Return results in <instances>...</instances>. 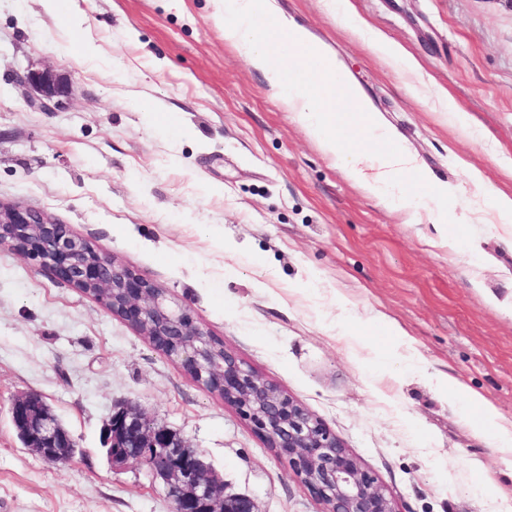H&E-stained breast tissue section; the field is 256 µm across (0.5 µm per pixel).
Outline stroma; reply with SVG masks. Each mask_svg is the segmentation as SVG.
Here are the masks:
<instances>
[{"mask_svg":"<svg viewBox=\"0 0 512 512\" xmlns=\"http://www.w3.org/2000/svg\"><path fill=\"white\" fill-rule=\"evenodd\" d=\"M415 58L387 65L326 0H277L327 45L420 163L470 210V250L433 246L350 184L224 42L213 0H0V200L42 210L163 288L259 377L320 418L400 512H512V451L434 376L512 426V236L472 170L512 193V0H351ZM53 69L59 110L12 81ZM465 117L443 123L418 83ZM495 296L489 305L487 296ZM389 325L375 323V314ZM34 393L73 435L41 459L11 421ZM133 403L258 512L321 504L252 425L101 304L0 246V512H171L144 467L112 468L102 428ZM446 383V384H445ZM448 398L455 400L464 397L471 405L480 409V415L474 424L479 433L494 442L498 448H511L512 429L504 426L496 411L485 405L480 394L465 389L456 382L448 380L444 382Z\"/></svg>","mask_w":512,"mask_h":512,"instance_id":"stroma-1","label":"stroma"}]
</instances>
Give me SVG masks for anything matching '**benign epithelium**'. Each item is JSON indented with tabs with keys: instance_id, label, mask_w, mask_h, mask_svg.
Returning a JSON list of instances; mask_svg holds the SVG:
<instances>
[{
	"instance_id": "1",
	"label": "benign epithelium",
	"mask_w": 512,
	"mask_h": 512,
	"mask_svg": "<svg viewBox=\"0 0 512 512\" xmlns=\"http://www.w3.org/2000/svg\"><path fill=\"white\" fill-rule=\"evenodd\" d=\"M16 83L34 92L32 101L48 111L69 94L68 83L50 69H27ZM3 244L93 297L178 362L193 381L236 407L288 462L322 512H400L377 477L319 418L258 377L187 310L171 308L164 289L96 250L49 214L0 200ZM11 414L26 448L53 462L72 456V435L40 396L17 397ZM105 431L111 465H142L151 481L162 485L172 512H256L251 498L224 495V481L211 464L138 406L127 404L113 412Z\"/></svg>"
}]
</instances>
